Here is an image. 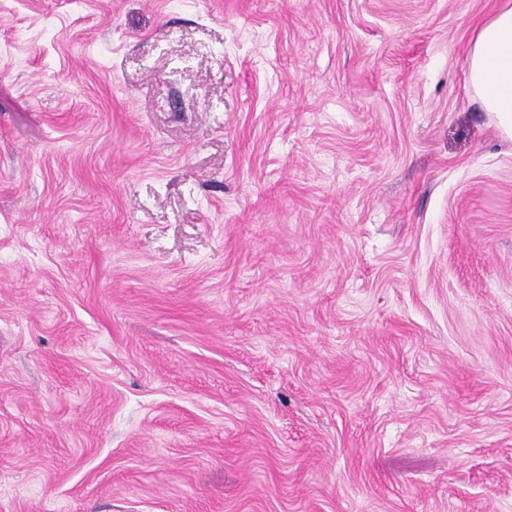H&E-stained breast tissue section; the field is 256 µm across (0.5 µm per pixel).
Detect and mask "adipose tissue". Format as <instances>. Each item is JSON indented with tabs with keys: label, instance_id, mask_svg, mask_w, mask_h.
Masks as SVG:
<instances>
[{
	"label": "adipose tissue",
	"instance_id": "ef3b65f1",
	"mask_svg": "<svg viewBox=\"0 0 512 512\" xmlns=\"http://www.w3.org/2000/svg\"><path fill=\"white\" fill-rule=\"evenodd\" d=\"M468 82L501 132L512 138V5L479 24L468 58Z\"/></svg>",
	"mask_w": 512,
	"mask_h": 512
}]
</instances>
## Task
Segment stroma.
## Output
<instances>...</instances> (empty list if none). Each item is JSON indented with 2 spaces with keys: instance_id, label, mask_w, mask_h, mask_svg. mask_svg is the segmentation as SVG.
I'll use <instances>...</instances> for the list:
<instances>
[{
  "instance_id": "35a3bbf8",
  "label": "stroma",
  "mask_w": 512,
  "mask_h": 512,
  "mask_svg": "<svg viewBox=\"0 0 512 512\" xmlns=\"http://www.w3.org/2000/svg\"><path fill=\"white\" fill-rule=\"evenodd\" d=\"M501 0H0V512H512ZM468 82L501 132L512 138V5L479 24L468 58Z\"/></svg>"
}]
</instances>
